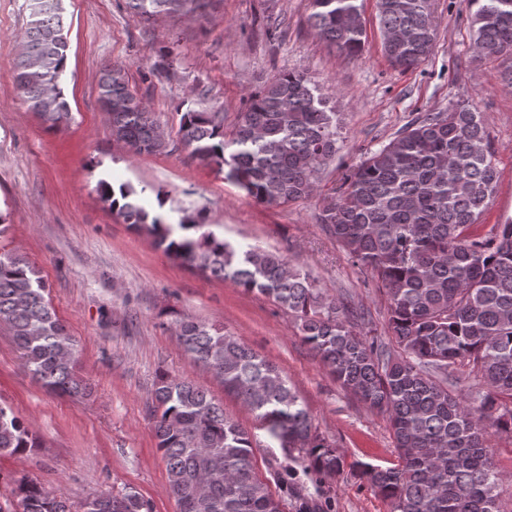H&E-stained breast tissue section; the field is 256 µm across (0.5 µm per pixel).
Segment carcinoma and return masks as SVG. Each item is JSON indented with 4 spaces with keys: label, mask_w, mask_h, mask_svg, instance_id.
I'll return each mask as SVG.
<instances>
[{
    "label": "carcinoma",
    "mask_w": 512,
    "mask_h": 512,
    "mask_svg": "<svg viewBox=\"0 0 512 512\" xmlns=\"http://www.w3.org/2000/svg\"><path fill=\"white\" fill-rule=\"evenodd\" d=\"M206 0H127L142 20L195 13ZM476 57H512V0H468ZM16 82L29 108L58 126L69 119L61 87L68 41L62 0H29ZM308 24L352 57L362 54L360 0H307ZM389 62L410 69L432 52L435 0H376ZM112 95V136L135 154L170 142L133 93L124 68L107 65L98 95ZM339 113L323 89L299 72H281L250 96L231 137L218 112L188 111L181 142L260 204L310 197L336 156ZM498 181L483 113L464 100L407 123L388 143L344 173L322 202L318 222L370 271L387 299L391 341L355 324L344 298L328 297L309 274L257 246L233 244L194 220L179 230L140 205L129 184L102 183L105 200L137 231L183 263L270 299L299 322L302 339L340 385L384 414L398 463L358 465L390 512H501L499 477L488 442L512 434V218L482 231L480 218ZM119 194L120 200L113 199ZM0 325L23 365L44 388L78 396L73 337L47 297V285L23 257L0 252ZM175 335L192 361L215 373L268 435L307 455L327 476L342 460L313 430L310 414L283 372L215 324L180 319ZM466 365L480 390L472 399L448 390ZM151 415L157 448L180 512H280L256 473L254 435L190 380L158 373ZM40 447L38 437L0 403V454ZM19 512H71L68 500L33 480L17 487ZM83 512H152L133 490L88 497Z\"/></svg>",
    "instance_id": "obj_1"
}]
</instances>
